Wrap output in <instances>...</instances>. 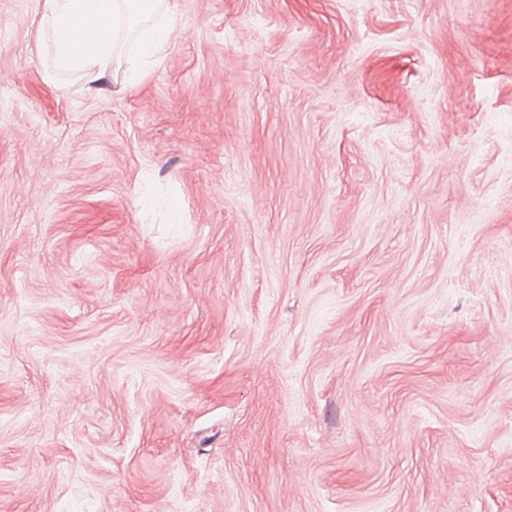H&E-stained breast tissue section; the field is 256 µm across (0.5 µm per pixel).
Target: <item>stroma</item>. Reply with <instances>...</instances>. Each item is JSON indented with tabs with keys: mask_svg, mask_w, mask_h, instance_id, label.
I'll use <instances>...</instances> for the list:
<instances>
[{
	"mask_svg": "<svg viewBox=\"0 0 512 512\" xmlns=\"http://www.w3.org/2000/svg\"><path fill=\"white\" fill-rule=\"evenodd\" d=\"M175 2L0 0V512H512V0ZM118 0H43L42 20L49 27L58 69L78 71L93 81L102 80L112 71L114 60V21L118 16ZM89 27L91 44L84 31H71L76 23ZM175 26L170 17L161 26H152L142 31L141 47L144 56L158 54L174 37Z\"/></svg>",
	"mask_w": 512,
	"mask_h": 512,
	"instance_id": "obj_1",
	"label": "stroma"
}]
</instances>
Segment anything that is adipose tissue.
<instances>
[{
  "mask_svg": "<svg viewBox=\"0 0 512 512\" xmlns=\"http://www.w3.org/2000/svg\"><path fill=\"white\" fill-rule=\"evenodd\" d=\"M161 0H43L42 19L49 27L58 69L80 72L91 80L104 79L114 60V21L120 5H127L131 18L148 20ZM84 23L91 33L89 50L73 46L71 31Z\"/></svg>",
  "mask_w": 512,
  "mask_h": 512,
  "instance_id": "1",
  "label": "adipose tissue"
}]
</instances>
